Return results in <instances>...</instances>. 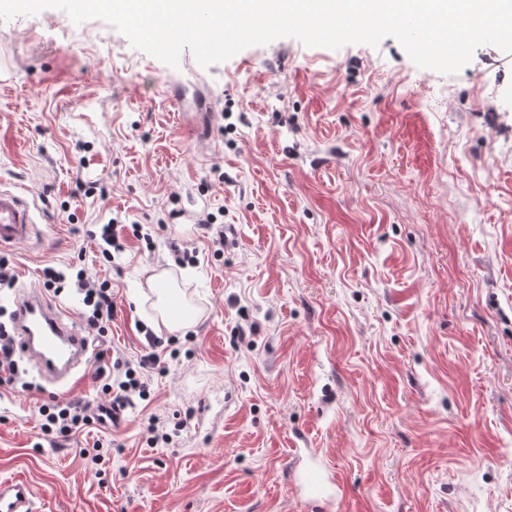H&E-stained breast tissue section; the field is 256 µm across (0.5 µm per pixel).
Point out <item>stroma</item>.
I'll return each mask as SVG.
<instances>
[{
  "instance_id": "1",
  "label": "stroma",
  "mask_w": 512,
  "mask_h": 512,
  "mask_svg": "<svg viewBox=\"0 0 512 512\" xmlns=\"http://www.w3.org/2000/svg\"><path fill=\"white\" fill-rule=\"evenodd\" d=\"M200 103L196 137L176 115ZM0 186L35 196L39 231L0 250V323L25 290L81 313L43 270L82 269L112 284L102 351L160 357L119 426L48 435L20 359L34 389L0 385V480L27 478L36 512H512V53L446 75L392 37H285L174 69L103 20L19 15L0 21ZM115 214L109 261L92 235ZM177 245L203 315L151 345L133 298ZM310 467L335 477L324 496L300 488Z\"/></svg>"
}]
</instances>
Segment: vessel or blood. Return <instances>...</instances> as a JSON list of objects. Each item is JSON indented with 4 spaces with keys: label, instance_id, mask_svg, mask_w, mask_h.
Returning <instances> with one entry per match:
<instances>
[{
    "label": "vessel or blood",
    "instance_id": "vessel-or-blood-1",
    "mask_svg": "<svg viewBox=\"0 0 512 512\" xmlns=\"http://www.w3.org/2000/svg\"><path fill=\"white\" fill-rule=\"evenodd\" d=\"M35 204L23 192L0 188V249L29 238ZM15 344L32 361L39 376L56 389H71L94 354L89 337L68 321L41 294L26 292L15 302ZM34 499L23 478L0 482V512H31Z\"/></svg>",
    "mask_w": 512,
    "mask_h": 512
}]
</instances>
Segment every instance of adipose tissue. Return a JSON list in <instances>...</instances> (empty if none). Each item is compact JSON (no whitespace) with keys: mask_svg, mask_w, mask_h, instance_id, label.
I'll use <instances>...</instances> for the list:
<instances>
[{"mask_svg":"<svg viewBox=\"0 0 512 512\" xmlns=\"http://www.w3.org/2000/svg\"><path fill=\"white\" fill-rule=\"evenodd\" d=\"M146 287L152 296L153 313L150 320L156 332L184 331L199 320L200 309L186 300L167 269H155L147 278Z\"/></svg>","mask_w":512,"mask_h":512,"instance_id":"adipose-tissue-1","label":"adipose tissue"}]
</instances>
